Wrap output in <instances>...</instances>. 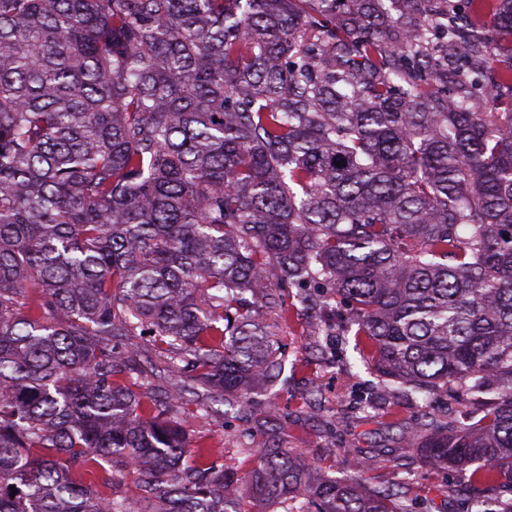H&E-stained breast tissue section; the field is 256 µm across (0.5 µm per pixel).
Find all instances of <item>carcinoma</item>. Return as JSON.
Masks as SVG:
<instances>
[{
	"instance_id": "1",
	"label": "carcinoma",
	"mask_w": 512,
	"mask_h": 512,
	"mask_svg": "<svg viewBox=\"0 0 512 512\" xmlns=\"http://www.w3.org/2000/svg\"><path fill=\"white\" fill-rule=\"evenodd\" d=\"M285 288L382 383L479 403L409 440L512 512V0H0V512H242L179 406L278 383ZM245 478L409 512L275 445Z\"/></svg>"
}]
</instances>
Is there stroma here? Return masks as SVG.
Masks as SVG:
<instances>
[{
  "instance_id": "35a3bbf8",
  "label": "stroma",
  "mask_w": 512,
  "mask_h": 512,
  "mask_svg": "<svg viewBox=\"0 0 512 512\" xmlns=\"http://www.w3.org/2000/svg\"><path fill=\"white\" fill-rule=\"evenodd\" d=\"M287 304L290 315L277 328L287 384L239 405L229 419L219 412L203 417L194 405L183 406L188 437L210 438L225 470L241 477L273 441L303 454L324 476H361L369 486L404 487L416 512H461L448 494L455 473L429 466L405 439L408 430L428 421L457 420L455 401H425L381 387L364 337L314 339L297 296Z\"/></svg>"
}]
</instances>
